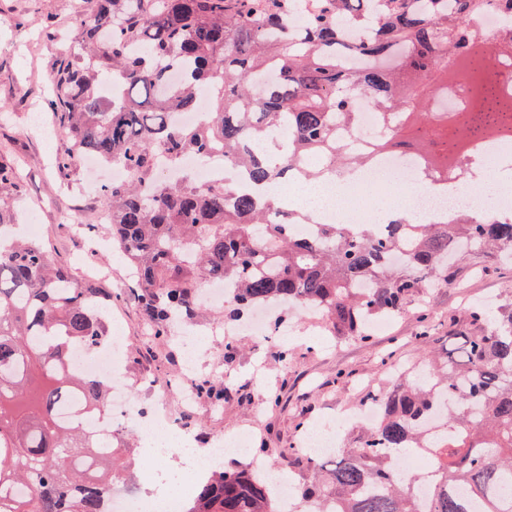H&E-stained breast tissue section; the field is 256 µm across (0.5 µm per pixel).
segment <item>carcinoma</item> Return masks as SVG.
<instances>
[{
	"mask_svg": "<svg viewBox=\"0 0 512 512\" xmlns=\"http://www.w3.org/2000/svg\"><path fill=\"white\" fill-rule=\"evenodd\" d=\"M73 19L88 58L64 62L52 78L51 108L75 154L93 152L127 169L104 189L118 256L131 269L154 335L190 321L206 305L205 281L228 285L224 306L238 317L258 306L287 305L322 315L341 338L370 340L360 316L401 313L430 281L472 255L499 258L512 245V220L483 224L468 213L451 224H424L410 212L355 233L320 225L314 239L286 231L296 215L263 189L297 165L307 178L358 167L367 157L336 140L368 101L381 115L376 148L414 132L426 176L457 171L475 136L512 143V89L495 59L475 58L486 41L481 14H503L494 38L512 45V0H86ZM359 19L367 33L345 36ZM395 64L362 71L350 56ZM180 83L170 86L171 73ZM467 99L436 108L453 87ZM199 124L173 116L195 112ZM220 151L233 179L166 181L159 166ZM99 289L75 282L40 241L0 245V512H107L123 479L122 449L106 446L81 421L106 412L108 378L73 370L72 349L101 342L104 319L91 302ZM459 354L425 360L424 380L408 376L379 400L382 414L356 448L326 465L307 463L316 482L303 503H341L339 512H512V309L479 307ZM199 393L224 400L208 379ZM421 448L432 465L403 480L397 459ZM428 483L425 507L416 486ZM183 512H279L255 471L213 469Z\"/></svg>",
	"mask_w": 512,
	"mask_h": 512,
	"instance_id": "obj_1",
	"label": "carcinoma"
}]
</instances>
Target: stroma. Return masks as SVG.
<instances>
[{
    "mask_svg": "<svg viewBox=\"0 0 512 512\" xmlns=\"http://www.w3.org/2000/svg\"><path fill=\"white\" fill-rule=\"evenodd\" d=\"M85 7V0H0V164L15 167L20 176L19 188L0 186V198L9 202L15 223L38 212L41 240L75 281H82L88 264L109 271L99 286L119 311L124 382L139 404L150 405L152 384H168V411L187 418L195 447L247 430L259 459L286 469L296 486L309 484L312 470L303 463L285 467L283 449L313 423L334 426L337 447L358 446L364 428H336L337 414L378 392L384 371L392 366L419 363L428 352L447 348L450 336L470 328L471 305L487 300L496 306L512 304V263L478 256L458 265L451 284L423 289L386 333L366 342L337 338L304 313L289 316V340L283 344L239 332L237 321L228 316L204 314L191 329L206 333L203 359L220 366L229 392L222 405L206 399L184 411L178 392L184 348L177 338L186 330L175 326L170 337L151 336L139 291L113 256L109 226L99 219L107 199L87 191V173L79 163L63 173L56 167L70 138L49 106L51 76L61 59L81 53L72 20ZM35 112L43 125L32 124ZM61 211L74 214L83 232L58 223ZM283 348L288 351L284 357L279 354ZM120 435L129 444L124 482L141 488L160 463L142 448L140 427Z\"/></svg>",
    "mask_w": 512,
    "mask_h": 512,
    "instance_id": "35a3bbf8",
    "label": "stroma"
}]
</instances>
